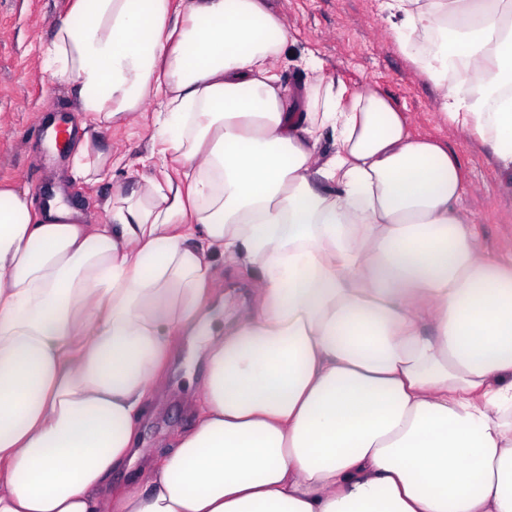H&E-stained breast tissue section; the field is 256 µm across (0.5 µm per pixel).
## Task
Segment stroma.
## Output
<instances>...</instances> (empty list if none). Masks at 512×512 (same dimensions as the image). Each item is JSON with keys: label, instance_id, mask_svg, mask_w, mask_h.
Instances as JSON below:
<instances>
[{"label": "stroma", "instance_id": "obj_1", "mask_svg": "<svg viewBox=\"0 0 512 512\" xmlns=\"http://www.w3.org/2000/svg\"><path fill=\"white\" fill-rule=\"evenodd\" d=\"M70 0H0V182H12L41 196L45 187L59 188L79 205L89 223L102 224L104 200L117 188L134 185L142 170L139 156L148 150L151 127L136 121L101 132L103 146L123 161L112 180L80 185L67 177L72 151H52L43 137H31L34 122H49L60 111L79 122L70 88L45 72L39 51L53 27L64 19ZM381 0H267L288 29L296 50L315 52L336 83L347 92L376 85L405 112L412 130L446 141L460 158L466 175L464 205L479 221V231L491 253L512 250V186L494 165L479 138L451 129L438 104L436 88L421 74L396 40ZM253 270L219 267V299L208 315L210 334L223 333L234 309L243 303ZM205 373L200 341L177 340L169 366V391L155 412L140 425V446L156 452L160 441L197 422L188 402L194 399Z\"/></svg>", "mask_w": 512, "mask_h": 512}]
</instances>
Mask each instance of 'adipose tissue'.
<instances>
[{"mask_svg":"<svg viewBox=\"0 0 512 512\" xmlns=\"http://www.w3.org/2000/svg\"><path fill=\"white\" fill-rule=\"evenodd\" d=\"M384 8L512 175V0ZM291 43L265 0H70L42 50L81 115L70 179L112 180L101 132L159 110L107 223L0 184V512H512V250L378 88L312 53L288 88ZM217 255L258 275L199 421L113 491Z\"/></svg>","mask_w":512,"mask_h":512,"instance_id":"1","label":"adipose tissue"}]
</instances>
